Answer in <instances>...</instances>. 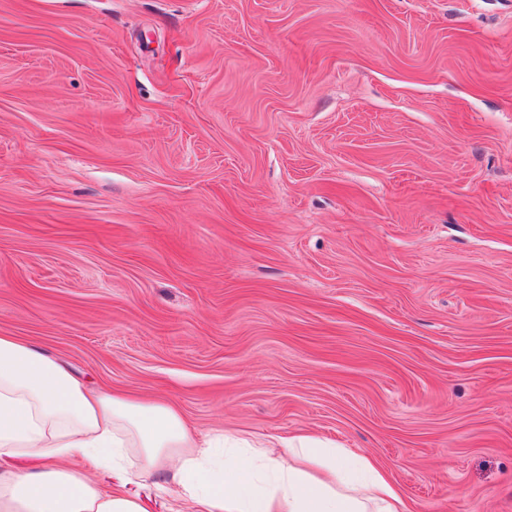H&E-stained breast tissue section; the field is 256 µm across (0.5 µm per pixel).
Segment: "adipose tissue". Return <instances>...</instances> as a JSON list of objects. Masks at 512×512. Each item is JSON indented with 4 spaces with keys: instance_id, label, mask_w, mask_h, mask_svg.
<instances>
[{
    "instance_id": "obj_1",
    "label": "adipose tissue",
    "mask_w": 512,
    "mask_h": 512,
    "mask_svg": "<svg viewBox=\"0 0 512 512\" xmlns=\"http://www.w3.org/2000/svg\"><path fill=\"white\" fill-rule=\"evenodd\" d=\"M41 460L0 468V512H145L126 487L142 473L170 476L192 512H410L372 459L326 439L292 436L257 446L197 437L161 399L94 390L28 343L0 336V457ZM82 457L84 467L70 466ZM117 477L101 487L99 470Z\"/></svg>"
}]
</instances>
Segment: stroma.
<instances>
[{"instance_id":"35a3bbf8","label":"stroma","mask_w":512,"mask_h":512,"mask_svg":"<svg viewBox=\"0 0 512 512\" xmlns=\"http://www.w3.org/2000/svg\"><path fill=\"white\" fill-rule=\"evenodd\" d=\"M0 336L512 512V0H0Z\"/></svg>"}]
</instances>
